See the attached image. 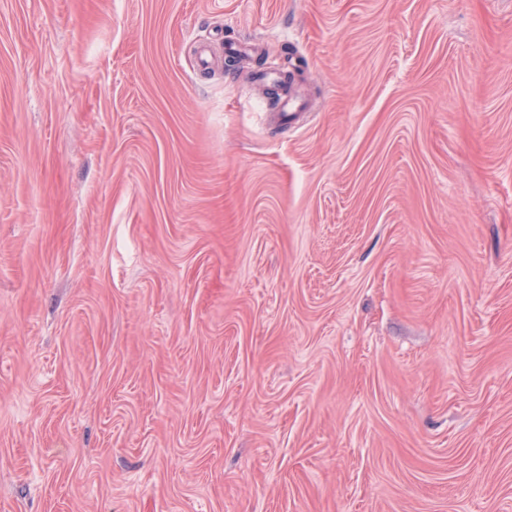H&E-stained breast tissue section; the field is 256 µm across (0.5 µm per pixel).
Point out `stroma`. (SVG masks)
<instances>
[{
  "mask_svg": "<svg viewBox=\"0 0 512 512\" xmlns=\"http://www.w3.org/2000/svg\"><path fill=\"white\" fill-rule=\"evenodd\" d=\"M0 512H512V0H0Z\"/></svg>",
  "mask_w": 512,
  "mask_h": 512,
  "instance_id": "35a3bbf8",
  "label": "stroma"
}]
</instances>
